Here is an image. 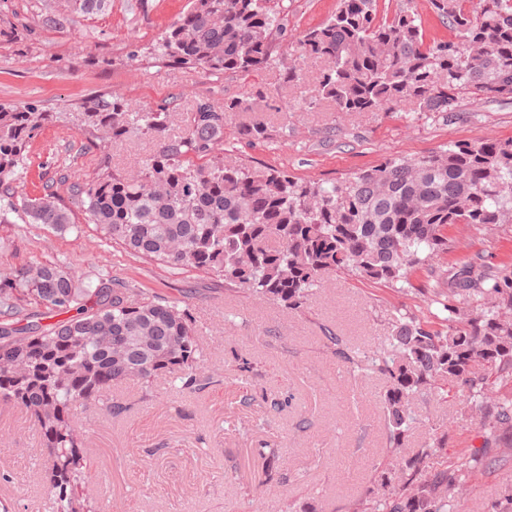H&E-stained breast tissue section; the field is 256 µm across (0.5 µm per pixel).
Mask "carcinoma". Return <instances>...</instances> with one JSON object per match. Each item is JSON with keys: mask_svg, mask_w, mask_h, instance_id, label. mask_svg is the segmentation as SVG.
<instances>
[{"mask_svg": "<svg viewBox=\"0 0 512 512\" xmlns=\"http://www.w3.org/2000/svg\"><path fill=\"white\" fill-rule=\"evenodd\" d=\"M452 36L426 40L409 3L394 11L380 0H339L336 13L297 41L290 61L276 48L287 32L284 0H189L158 38L154 51L172 65L210 75L246 76L275 63L287 81L301 64L321 59L314 100L338 112H413L449 117L459 104L512 95V0H429ZM68 6L42 23L62 28ZM250 103L226 97L194 102L184 128L170 132L171 114L130 100L93 95L77 112H46L35 104L0 105V224L20 219L57 232L96 226L101 240L127 255L171 270L198 269L229 291L299 309L328 273L353 272L396 284L448 251L450 224H512V138L450 143L413 158H386L362 172L329 181L284 169L226 165L224 117ZM75 125L92 140L150 136L157 149L135 175L112 170L104 156L92 175L61 174L34 197H18L30 143L47 123ZM66 186L62 199L57 185ZM469 264L429 295L448 311L443 329L413 315L393 321L373 352L327 332L336 359L353 374L386 378L381 396L386 445L397 464L381 470L356 512H453L456 489L476 468L460 455L430 471L446 451L443 423L429 445L412 450L418 424L412 405L427 389L443 396L463 389L483 411V457L512 448V399L483 405L490 378L512 375V271L488 288ZM481 293L488 307L464 315L459 302ZM104 275L81 278L65 265L30 262L0 275V401L31 417L46 449L51 512H96L87 471L83 411L113 384L159 376L192 389L211 383L189 307ZM34 302L26 311L21 302ZM66 318H61V315Z\"/></svg>", "mask_w": 512, "mask_h": 512, "instance_id": "obj_1", "label": "carcinoma"}]
</instances>
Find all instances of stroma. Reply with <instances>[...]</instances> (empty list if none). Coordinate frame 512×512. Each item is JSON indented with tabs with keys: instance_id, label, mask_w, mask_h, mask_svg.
<instances>
[{
	"instance_id": "35a3bbf8",
	"label": "stroma",
	"mask_w": 512,
	"mask_h": 512,
	"mask_svg": "<svg viewBox=\"0 0 512 512\" xmlns=\"http://www.w3.org/2000/svg\"><path fill=\"white\" fill-rule=\"evenodd\" d=\"M47 0H0V104L29 103L44 110L75 107L100 92L157 109L168 107L174 130L196 98L247 99L252 111L224 120V161L285 169L315 181L352 175L392 157L428 154L451 142L478 143L512 137V99L478 105L464 101L451 119L401 108L397 112H336L328 102L303 110L318 65H306L300 82L285 84L281 66L250 75L216 78L168 65L153 52L160 33L189 0H106L102 9L68 10L70 24L54 29L39 22ZM290 43L326 21L338 0H287ZM137 59H130L131 51ZM262 120L268 137L244 134ZM156 148L136 136L87 147L84 135L58 124L34 137L24 193L61 171L91 173L101 152L113 166L133 170ZM448 250L410 275V286L327 276L304 307L225 291L222 281L194 269L172 271L128 257L102 242L93 225L60 234L40 224H0V273L30 261L67 262L77 275L98 271L157 295L187 304L201 337L212 383L183 389L155 380L112 387L86 412V448L92 479L101 489L102 512H353L376 468L395 462L386 448L379 408L381 377L355 378L338 363L325 330L350 345L376 349L390 335L394 317L432 319L439 306L422 290L476 262L488 276L512 268V224L485 230L449 225ZM249 359L251 372L239 369ZM419 420L411 448L426 447L428 430L453 420L448 453L433 458L443 470L449 458L481 452L486 430L480 410L464 392L443 399L418 396ZM261 448L279 449L272 463ZM44 455L39 434L20 408L0 402V506L7 512H45L41 480ZM512 500V449L497 465L479 467L462 482L457 512H497Z\"/></svg>"
}]
</instances>
